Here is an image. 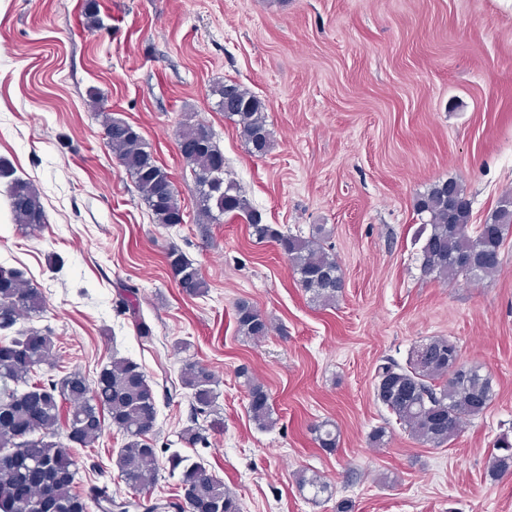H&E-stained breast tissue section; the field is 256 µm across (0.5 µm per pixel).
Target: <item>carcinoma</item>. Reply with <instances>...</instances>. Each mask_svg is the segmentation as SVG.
I'll return each mask as SVG.
<instances>
[{"instance_id": "obj_1", "label": "carcinoma", "mask_w": 512, "mask_h": 512, "mask_svg": "<svg viewBox=\"0 0 512 512\" xmlns=\"http://www.w3.org/2000/svg\"><path fill=\"white\" fill-rule=\"evenodd\" d=\"M216 107L238 126L240 137L255 155L267 154L274 145L268 127L266 104L236 82L220 81L211 87ZM95 111L103 115L106 143L129 173L139 198L156 224L184 223V212L172 177L159 164L151 144L131 124L112 117L104 95L89 93ZM177 145L190 168L195 186L198 214L208 224L226 216L243 217L250 236L259 243L274 242L291 262L311 301L331 306L342 295L344 283L336 257L321 243V225L307 237L284 234L265 224L237 183L224 169V153L204 124L179 125ZM0 179L7 180L13 220L30 229L47 224L38 188L15 176L13 166L0 159ZM417 212L425 216L415 242L420 244L423 272L436 280L454 282L461 278L479 281L493 276L501 264V248L512 231V194L503 196L485 223L469 231L471 203L456 180L434 184L417 201ZM469 256L472 263L456 261ZM166 264L182 293L202 296L207 282L200 270L177 248L165 253ZM40 289L28 284L13 268L0 266V331L9 330L43 310ZM238 334L253 341L269 335L272 325L249 300L234 306ZM56 341L48 330H20L0 343V384L5 385L0 403V448H10L16 462L0 466V512H243L238 496L200 463L178 452L161 461L148 441L158 417L157 395L141 367L128 359L105 365L94 382L74 370L55 380L45 377L42 367L53 368ZM248 396L247 411L260 429L273 427L275 409L265 385L246 367L238 370ZM181 387L191 398V421L211 412L216 400L218 378L213 369L199 361H186L180 375ZM376 399L394 416L412 439L435 448L447 445L462 424L482 415L495 396L493 378L482 366L461 360L456 344L445 337H432L414 347L406 365L394 361L377 367L374 377ZM68 407H63V404ZM111 424L123 437L114 464L118 478L132 495L117 498L108 486H93L87 493L74 489L78 468L66 444L92 448ZM65 429L67 443L56 440ZM318 447L332 452L339 433L330 420L310 425ZM487 475L496 480L512 472V440L500 435L493 443ZM177 478L178 494L165 503L153 501L148 493L156 485L162 467ZM300 492L312 500H330L332 484L307 471L296 473Z\"/></svg>"}]
</instances>
